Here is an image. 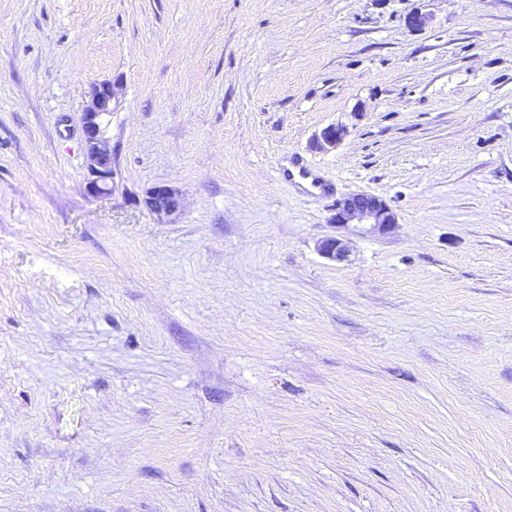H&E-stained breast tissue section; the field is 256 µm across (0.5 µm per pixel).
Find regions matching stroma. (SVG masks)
<instances>
[{
    "mask_svg": "<svg viewBox=\"0 0 512 512\" xmlns=\"http://www.w3.org/2000/svg\"><path fill=\"white\" fill-rule=\"evenodd\" d=\"M0 512H512V0H0ZM119 84L111 80L92 86L89 100L81 115L85 154V190L93 198L110 196L118 172L112 160L107 117L118 103ZM145 206L159 219L169 218L182 208L179 190L168 185H156L148 189L144 197ZM331 222L337 227L362 224L370 231H384L396 224V215L384 199L354 193L336 203Z\"/></svg>",
    "mask_w": 512,
    "mask_h": 512,
    "instance_id": "1",
    "label": "stroma"
}]
</instances>
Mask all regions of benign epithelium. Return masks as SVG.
<instances>
[{
  "mask_svg": "<svg viewBox=\"0 0 512 512\" xmlns=\"http://www.w3.org/2000/svg\"><path fill=\"white\" fill-rule=\"evenodd\" d=\"M118 91L119 84L110 80L93 85L81 115L85 190L93 198L112 195L116 186L118 172L112 160L107 117L118 103ZM345 135L344 128L329 125L317 137L316 146L332 149ZM144 204L158 218L165 219L181 210L182 195L171 186L156 185L146 191ZM331 222L338 227L362 224L370 231H384L396 223V215L384 199L366 193H354L336 203ZM318 251L329 260L342 261L347 253V245L339 237H328L319 242Z\"/></svg>",
  "mask_w": 512,
  "mask_h": 512,
  "instance_id": "benign-epithelium-1",
  "label": "benign epithelium"
}]
</instances>
